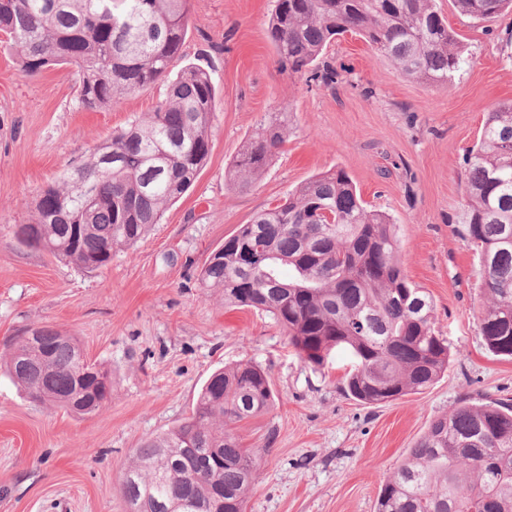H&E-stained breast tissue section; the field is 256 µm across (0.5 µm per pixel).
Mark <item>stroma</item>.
I'll list each match as a JSON object with an SVG mask.
<instances>
[{"label":"stroma","mask_w":512,"mask_h":512,"mask_svg":"<svg viewBox=\"0 0 512 512\" xmlns=\"http://www.w3.org/2000/svg\"><path fill=\"white\" fill-rule=\"evenodd\" d=\"M435 5L467 57L452 81L406 80L347 33L324 55L340 75L331 91L279 70L266 37L275 0H189L185 59L209 67L218 92L208 160L145 238L92 273L20 245L16 232L41 188L153 111L164 87L85 110L72 69L27 76L0 46V352L49 326L112 373L111 400L79 417L30 402L0 370V512H125L133 449L189 416L213 371L242 362L260 366L276 394L270 411L234 428L258 462L246 512H374L434 418L464 399H512V359L490 352L480 333L478 256L455 222L466 156L488 112L512 100V14L483 22L452 0ZM284 106L293 114L286 143L250 192L235 191L230 163L265 114ZM336 167L368 207L392 217L404 269L432 297L434 331L450 350L435 385L387 404L345 396L348 353L311 366L271 316L225 307L198 280L225 237Z\"/></svg>","instance_id":"1"}]
</instances>
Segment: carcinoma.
<instances>
[{"mask_svg": "<svg viewBox=\"0 0 512 512\" xmlns=\"http://www.w3.org/2000/svg\"><path fill=\"white\" fill-rule=\"evenodd\" d=\"M453 2L479 20L512 9V0ZM0 31L26 75L75 67L87 110L166 83L154 111L48 183L32 221L18 229L36 237V248L98 271L112 251L134 247L160 223L210 153L216 87L208 69L184 62L188 0H6ZM346 33L407 80L445 85L464 62L435 0H277L266 29L281 71L327 88L338 73L325 51ZM290 124L287 110L268 113L229 165L232 188L246 192L262 178ZM466 165L458 223L479 252L488 298L480 332L490 351L512 357L511 101L487 113ZM199 281L224 294L226 306L269 314L313 366L346 351L354 368L344 391L363 404L422 392L448 368L433 301L404 273L392 218L367 208L340 167L241 225L211 253ZM35 333L0 353V366L34 400L76 416L98 412L112 372L82 358L75 337L49 327ZM275 401L267 374L252 363L214 372L188 418L133 450L122 478L128 512H246L257 463L230 425ZM375 512H512V403L465 399L433 419L381 487Z\"/></svg>", "mask_w": 512, "mask_h": 512, "instance_id": "1", "label": "carcinoma"}]
</instances>
